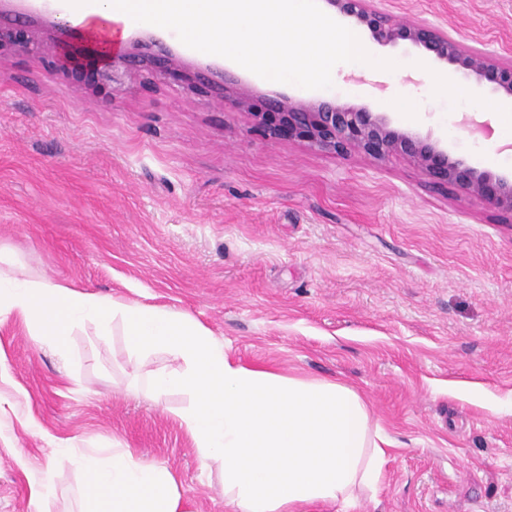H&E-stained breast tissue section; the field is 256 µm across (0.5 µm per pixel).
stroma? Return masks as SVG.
I'll list each match as a JSON object with an SVG mask.
<instances>
[{
  "instance_id": "35a3bbf8",
  "label": "stroma",
  "mask_w": 512,
  "mask_h": 512,
  "mask_svg": "<svg viewBox=\"0 0 512 512\" xmlns=\"http://www.w3.org/2000/svg\"><path fill=\"white\" fill-rule=\"evenodd\" d=\"M512 58V0H383ZM0 11L74 24L59 0ZM360 63L323 86L239 71L248 110L136 71L117 83L0 55V254L78 290L166 305L249 366L360 391L392 442L376 500L352 512H512V215L430 187L398 157L328 154L255 131L265 99L342 88L480 171L512 176V124L485 82L362 27ZM456 93H448L447 84ZM402 96L410 111L394 109ZM67 379L27 325L0 317L15 410L0 413V512H32L54 440L116 442L167 465L197 512H228L176 412L130 391L145 371L121 329L69 338Z\"/></svg>"
}]
</instances>
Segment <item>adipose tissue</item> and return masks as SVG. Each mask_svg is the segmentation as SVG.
I'll return each instance as SVG.
<instances>
[{"instance_id": "adipose-tissue-1", "label": "adipose tissue", "mask_w": 512, "mask_h": 512, "mask_svg": "<svg viewBox=\"0 0 512 512\" xmlns=\"http://www.w3.org/2000/svg\"><path fill=\"white\" fill-rule=\"evenodd\" d=\"M91 40L112 49L119 25L176 23L189 43L271 80L289 72L310 87L339 62L361 58L358 39L328 26L307 0H64ZM22 320L60 358L67 338L93 325L99 338L121 326L128 352L145 367V398H186L178 418L201 468L219 465L230 512H304L355 505L377 494L388 438L365 398L337 381L286 376L232 359L190 315L78 291L59 281L0 271V316ZM172 365L155 364L156 356ZM77 474L79 512H195L171 469L120 445L60 447L53 466L31 478L34 512H53L57 488Z\"/></svg>"}]
</instances>
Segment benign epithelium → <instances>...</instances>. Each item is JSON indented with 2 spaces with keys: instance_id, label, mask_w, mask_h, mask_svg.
<instances>
[{
  "instance_id": "1",
  "label": "benign epithelium",
  "mask_w": 512,
  "mask_h": 512,
  "mask_svg": "<svg viewBox=\"0 0 512 512\" xmlns=\"http://www.w3.org/2000/svg\"><path fill=\"white\" fill-rule=\"evenodd\" d=\"M341 17L366 28L381 44L408 41L438 61L450 63L467 76L485 80L493 89L512 98V60L494 51L464 45L448 31L424 20L398 22L379 0H324ZM57 47L53 64L64 70L94 67L110 83L118 71L145 70L156 76L172 74L185 65L159 37L147 33L123 47L107 52L82 37L74 28L55 24L47 29L22 32L0 21V52L27 49L41 41ZM197 80L211 88L216 98L236 109L248 108L250 92L225 72H199ZM257 125L271 139L298 140L310 147L342 154L356 151L377 159L400 157L419 168L434 187L456 185L468 195L512 213V179L497 178L462 160L450 157L431 141L391 127L380 112H371L337 99L306 100L277 95L268 100V111L256 112Z\"/></svg>"
}]
</instances>
